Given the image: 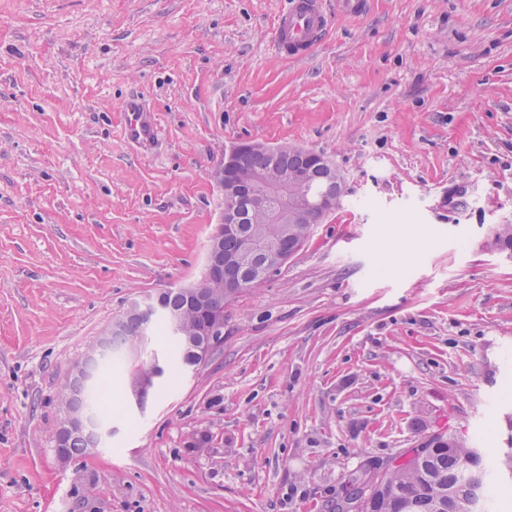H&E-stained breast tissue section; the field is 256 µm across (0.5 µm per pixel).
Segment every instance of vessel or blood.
<instances>
[{"label":"vessel or blood","instance_id":"b4317fda","mask_svg":"<svg viewBox=\"0 0 512 512\" xmlns=\"http://www.w3.org/2000/svg\"><path fill=\"white\" fill-rule=\"evenodd\" d=\"M330 25L326 0H289L274 20L275 45L280 53L292 59H305L315 53ZM130 118L126 124L128 139L146 143L157 134L151 111L138 98H130L125 106Z\"/></svg>","mask_w":512,"mask_h":512}]
</instances>
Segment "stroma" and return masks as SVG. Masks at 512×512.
Returning <instances> with one entry per match:
<instances>
[{"instance_id": "stroma-1", "label": "stroma", "mask_w": 512, "mask_h": 512, "mask_svg": "<svg viewBox=\"0 0 512 512\" xmlns=\"http://www.w3.org/2000/svg\"><path fill=\"white\" fill-rule=\"evenodd\" d=\"M287 2L0 0V512H334L433 432L512 446V0H370L305 60ZM243 141L322 153L340 205L146 412L100 376L117 432L60 466L73 363L200 278ZM125 112L130 113L126 124L128 139L137 143H147L154 139L157 134L154 114L147 110L138 98L132 97L127 101Z\"/></svg>"}]
</instances>
